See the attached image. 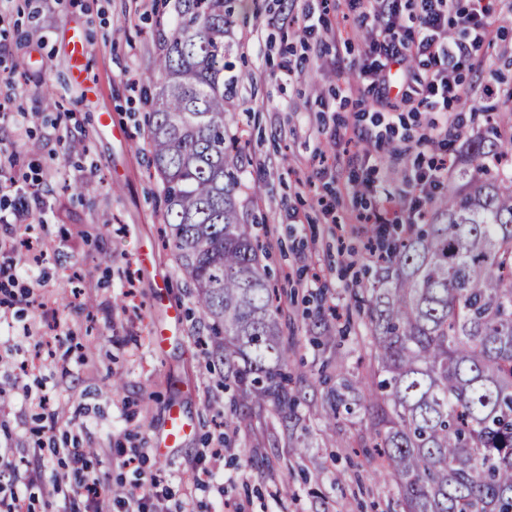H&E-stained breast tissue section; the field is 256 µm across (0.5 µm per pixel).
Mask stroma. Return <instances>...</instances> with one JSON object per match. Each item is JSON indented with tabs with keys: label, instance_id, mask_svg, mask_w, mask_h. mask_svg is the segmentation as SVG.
Instances as JSON below:
<instances>
[{
	"label": "stroma",
	"instance_id": "stroma-1",
	"mask_svg": "<svg viewBox=\"0 0 512 512\" xmlns=\"http://www.w3.org/2000/svg\"><path fill=\"white\" fill-rule=\"evenodd\" d=\"M258 3V12L232 28V58L248 76L226 110L233 133L249 142L237 206L255 222L284 291L281 323L302 417L292 429L265 408L254 409L248 426L225 425L223 366L196 343L209 329L163 245L164 207L145 130L172 0H0V143L9 146L0 157V206L35 183L47 192L29 217L34 249L44 255L36 270L43 306L14 304L0 326V385L8 392L0 452L41 474L23 490L30 512H90L84 500L68 505L51 493L52 477L67 470L53 449L72 441L91 449L89 471L102 478L103 493L131 487L144 472L158 475L151 501L159 512H386L395 496L363 454L369 410L341 415L331 431L321 423L327 384L376 382L355 308L376 270L367 248L371 227L349 217L377 208L380 192L404 197L419 159L402 139L419 135L429 118L462 122L460 138L446 147L462 161L487 113L512 111V100L481 91L512 84V9L494 0L495 37L481 50L482 65L462 73L465 99L429 114L396 98L386 122L354 90L370 32L355 27L350 0ZM308 9L323 21L306 37L300 27ZM73 27L89 47L80 81L68 54ZM286 61L294 73L282 71ZM47 85L56 102L49 111L40 98ZM357 132L379 144L369 160L351 163L342 150ZM363 178L375 181L377 195H355L354 182ZM104 253L111 262H100ZM174 308L181 325L156 344ZM332 308L339 312L336 341L323 346L315 338ZM26 324L35 325L32 336H23ZM115 379L123 382L117 391ZM30 391L46 394L48 408L31 406ZM172 407L192 430L160 458L153 445ZM292 439L305 447L295 459L288 456ZM38 444L42 456H28ZM132 456L138 466H123ZM205 469L218 473L222 489L196 485ZM285 471L291 477L284 485Z\"/></svg>",
	"mask_w": 512,
	"mask_h": 512
}]
</instances>
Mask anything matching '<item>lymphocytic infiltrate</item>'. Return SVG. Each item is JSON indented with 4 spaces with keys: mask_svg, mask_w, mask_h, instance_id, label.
<instances>
[{
    "mask_svg": "<svg viewBox=\"0 0 512 512\" xmlns=\"http://www.w3.org/2000/svg\"><path fill=\"white\" fill-rule=\"evenodd\" d=\"M485 0H421L414 24H407L402 0H366L358 16L371 33L369 52L359 66L364 103H382L391 83L403 102L432 111L438 103L459 101L461 73L492 33ZM424 72L411 77L412 62Z\"/></svg>",
    "mask_w": 512,
    "mask_h": 512,
    "instance_id": "f902f5d3",
    "label": "lymphocytic infiltrate"
}]
</instances>
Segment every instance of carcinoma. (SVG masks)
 <instances>
[{"instance_id": "1", "label": "carcinoma", "mask_w": 512, "mask_h": 512, "mask_svg": "<svg viewBox=\"0 0 512 512\" xmlns=\"http://www.w3.org/2000/svg\"><path fill=\"white\" fill-rule=\"evenodd\" d=\"M241 0H177L155 61L147 139L164 203L165 245L219 338L238 423L268 406L297 425L279 288L240 217L242 163L226 104L238 77L225 41ZM512 145V139L507 142ZM506 142L498 122L471 144L476 164L448 178L424 223L381 241L364 312L379 387L366 452L392 479L399 512H512V167L490 173ZM328 391L324 427L348 404Z\"/></svg>"}]
</instances>
